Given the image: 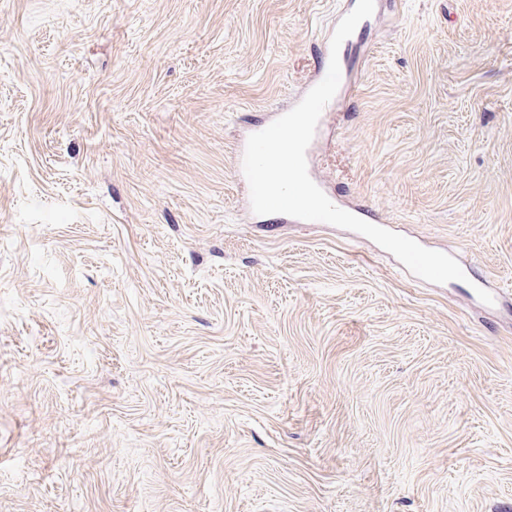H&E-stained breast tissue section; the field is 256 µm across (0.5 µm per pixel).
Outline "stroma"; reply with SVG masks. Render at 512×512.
Wrapping results in <instances>:
<instances>
[{"label":"stroma","mask_w":512,"mask_h":512,"mask_svg":"<svg viewBox=\"0 0 512 512\" xmlns=\"http://www.w3.org/2000/svg\"><path fill=\"white\" fill-rule=\"evenodd\" d=\"M347 0H0V512H512V325L246 218L236 117ZM312 151L512 288V0H400Z\"/></svg>","instance_id":"stroma-1"}]
</instances>
